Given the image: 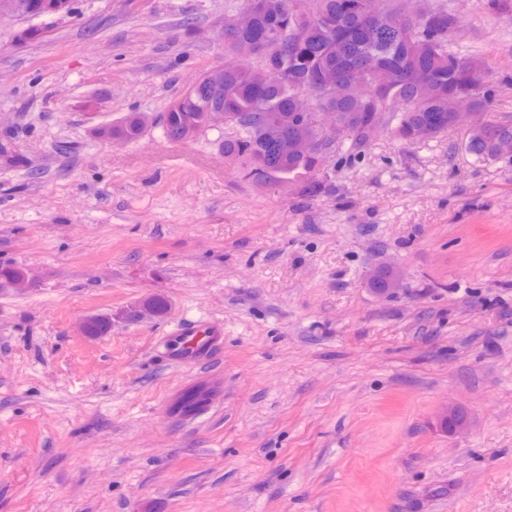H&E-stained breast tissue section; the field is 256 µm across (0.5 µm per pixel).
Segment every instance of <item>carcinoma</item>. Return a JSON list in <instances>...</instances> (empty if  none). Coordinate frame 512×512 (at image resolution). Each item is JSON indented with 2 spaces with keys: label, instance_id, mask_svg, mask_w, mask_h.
<instances>
[{
  "label": "carcinoma",
  "instance_id": "cac0c4a2",
  "mask_svg": "<svg viewBox=\"0 0 512 512\" xmlns=\"http://www.w3.org/2000/svg\"><path fill=\"white\" fill-rule=\"evenodd\" d=\"M321 16L310 20L297 12L300 0H261L249 26L237 28L234 18L248 0H227L233 12L224 24V91L212 92L209 71L199 76L193 94H181L168 106L165 120L171 134L190 125L204 132L212 107L241 116V126L219 141L224 159L238 165L241 178L274 190L285 180L302 183L300 195L313 200L325 192L329 180L322 159L329 148L350 155L371 139L374 125L398 139L428 140L455 127L448 100L462 92L479 110L488 109L496 84L486 58L456 48L467 29L453 0H415L404 15L399 0H318ZM277 21L278 47L265 64H242L235 44ZM336 79V99H326L318 79ZM336 113L337 146L333 139L307 126L292 124L289 135L315 145L309 152L283 159L262 140V125L301 111ZM149 117L130 112L111 124L107 133L127 142L139 139ZM512 153V125L490 122L472 133L476 155Z\"/></svg>",
  "mask_w": 512,
  "mask_h": 512
}]
</instances>
